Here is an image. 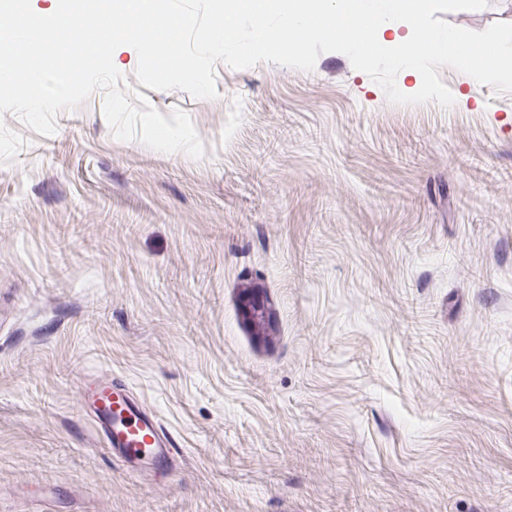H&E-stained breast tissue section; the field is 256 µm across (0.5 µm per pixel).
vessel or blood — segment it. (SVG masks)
<instances>
[{
    "label": "vessel or blood",
    "mask_w": 512,
    "mask_h": 512,
    "mask_svg": "<svg viewBox=\"0 0 512 512\" xmlns=\"http://www.w3.org/2000/svg\"><path fill=\"white\" fill-rule=\"evenodd\" d=\"M79 397L102 434L105 451L126 472L151 473L170 465L176 448L172 436L123 382L95 379L81 385Z\"/></svg>",
    "instance_id": "vessel-or-blood-1"
}]
</instances>
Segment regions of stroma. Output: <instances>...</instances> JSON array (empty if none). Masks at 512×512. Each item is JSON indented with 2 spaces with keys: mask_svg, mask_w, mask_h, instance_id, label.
Instances as JSON below:
<instances>
[{
  "mask_svg": "<svg viewBox=\"0 0 512 512\" xmlns=\"http://www.w3.org/2000/svg\"><path fill=\"white\" fill-rule=\"evenodd\" d=\"M118 61L205 155L118 139L100 89L48 137L0 113V512H512V91L443 67L466 106L394 104L326 52L216 63L198 99ZM101 375L170 468L102 450L78 407ZM268 314L266 301L260 292L247 290L243 293L239 303V315L244 322L251 324L260 318L267 320Z\"/></svg>",
  "mask_w": 512,
  "mask_h": 512,
  "instance_id": "1",
  "label": "stroma"
}]
</instances>
